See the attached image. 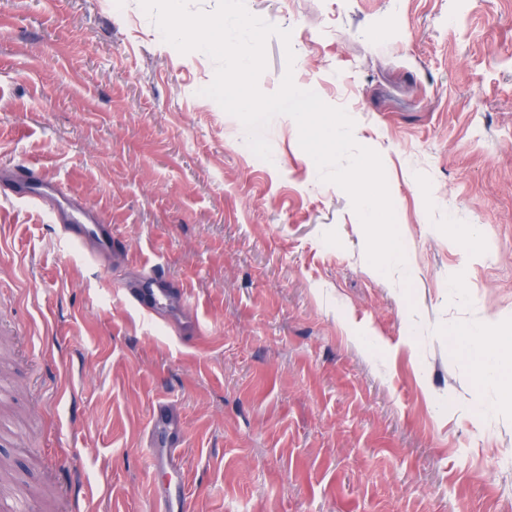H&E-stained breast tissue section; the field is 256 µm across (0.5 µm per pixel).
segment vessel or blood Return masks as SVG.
Here are the masks:
<instances>
[{
    "label": "vessel or blood",
    "instance_id": "1",
    "mask_svg": "<svg viewBox=\"0 0 512 512\" xmlns=\"http://www.w3.org/2000/svg\"><path fill=\"white\" fill-rule=\"evenodd\" d=\"M10 183L19 196L47 207L62 240L81 247L96 263L111 267L112 258L120 251L113 242L112 227L101 216L88 210L81 199L61 184L43 180L34 167H22L0 177ZM123 297L144 314L165 326H173L172 314L188 300L182 283L151 268L125 277L121 285ZM183 421L168 402L156 403L148 430L151 468L167 473L169 480L152 485L149 495L153 512H188L189 487L183 475Z\"/></svg>",
    "mask_w": 512,
    "mask_h": 512
}]
</instances>
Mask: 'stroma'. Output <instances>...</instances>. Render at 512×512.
<instances>
[{
  "label": "stroma",
  "instance_id": "1",
  "mask_svg": "<svg viewBox=\"0 0 512 512\" xmlns=\"http://www.w3.org/2000/svg\"><path fill=\"white\" fill-rule=\"evenodd\" d=\"M285 72L383 161L405 250L366 259L296 122L203 96L139 0H0V167L27 164L187 284L169 335L47 208L0 196V512H151L145 434L185 419L191 512H512V410L457 335L512 336V0H245ZM294 63H287V52Z\"/></svg>",
  "mask_w": 512,
  "mask_h": 512
}]
</instances>
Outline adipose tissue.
Here are the masks:
<instances>
[{"mask_svg": "<svg viewBox=\"0 0 512 512\" xmlns=\"http://www.w3.org/2000/svg\"><path fill=\"white\" fill-rule=\"evenodd\" d=\"M462 347L478 367V383L495 382L503 402L512 405V336L488 342L467 332Z\"/></svg>", "mask_w": 512, "mask_h": 512, "instance_id": "obj_1", "label": "adipose tissue"}]
</instances>
